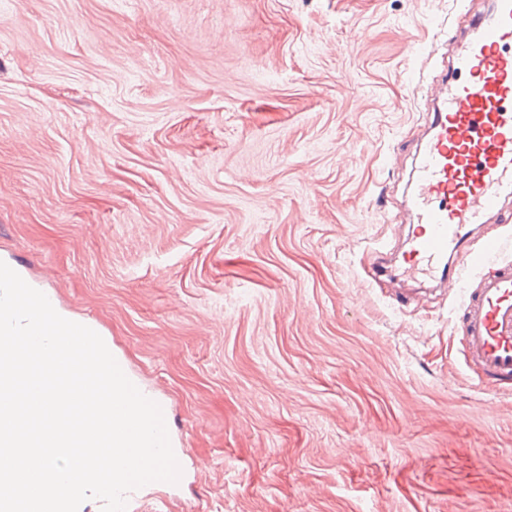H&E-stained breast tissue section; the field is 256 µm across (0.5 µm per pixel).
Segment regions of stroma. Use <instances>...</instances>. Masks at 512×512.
<instances>
[{
    "instance_id": "1",
    "label": "stroma",
    "mask_w": 512,
    "mask_h": 512,
    "mask_svg": "<svg viewBox=\"0 0 512 512\" xmlns=\"http://www.w3.org/2000/svg\"><path fill=\"white\" fill-rule=\"evenodd\" d=\"M485 0H16L0 261L168 403L139 512H512V390L405 299L444 54Z\"/></svg>"
}]
</instances>
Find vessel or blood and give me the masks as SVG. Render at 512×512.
Here are the masks:
<instances>
[{
    "label": "vessel or blood",
    "instance_id": "vessel-or-blood-1",
    "mask_svg": "<svg viewBox=\"0 0 512 512\" xmlns=\"http://www.w3.org/2000/svg\"><path fill=\"white\" fill-rule=\"evenodd\" d=\"M471 34L448 61L433 95L437 106L420 144L409 197L413 227L409 277L434 275L439 286L480 273L462 294L469 364L479 377L512 383V265H499L508 243L469 245L473 229L512 197V0H495L472 17Z\"/></svg>",
    "mask_w": 512,
    "mask_h": 512
}]
</instances>
